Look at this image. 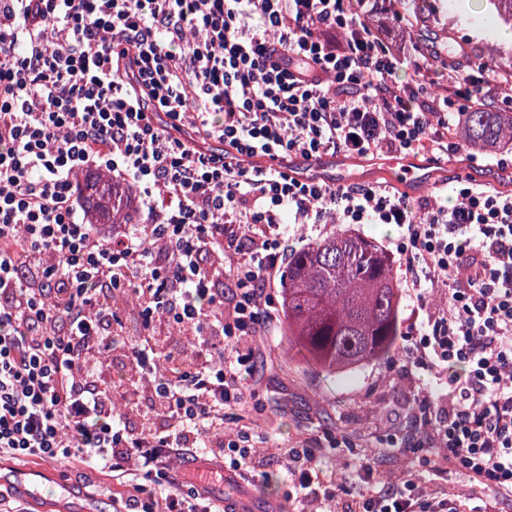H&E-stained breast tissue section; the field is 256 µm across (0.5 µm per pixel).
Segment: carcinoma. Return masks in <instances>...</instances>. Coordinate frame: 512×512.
Here are the masks:
<instances>
[{
	"instance_id": "obj_1",
	"label": "carcinoma",
	"mask_w": 512,
	"mask_h": 512,
	"mask_svg": "<svg viewBox=\"0 0 512 512\" xmlns=\"http://www.w3.org/2000/svg\"><path fill=\"white\" fill-rule=\"evenodd\" d=\"M462 141L477 149L512 146V116L482 108L464 114ZM90 224L128 223L109 179H84ZM401 302L394 261L371 238L335 231L288 256L280 305L288 335L329 375L390 351Z\"/></svg>"
}]
</instances>
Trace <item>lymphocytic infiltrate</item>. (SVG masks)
I'll return each mask as SVG.
<instances>
[{
	"mask_svg": "<svg viewBox=\"0 0 512 512\" xmlns=\"http://www.w3.org/2000/svg\"><path fill=\"white\" fill-rule=\"evenodd\" d=\"M366 2L0 0V457L108 474L128 489L113 512H220L170 463L203 450L237 471L261 463L239 408L249 340L274 318L288 214L397 225L416 300L447 284V309L411 338L414 364L440 382L416 396L405 445L439 449L472 486L512 500V197L460 181L448 207L379 183L301 181L291 164L447 151L458 99L499 85L453 65L447 95L429 97L428 69L382 38ZM89 171L133 186L147 223H84ZM108 290L141 296L145 325L203 338L198 361L171 373L150 339L129 348L162 427L122 428L94 377L119 320ZM320 454L288 448L285 468L299 504L335 512L341 486ZM364 471L348 512H462L413 472L381 480L370 455Z\"/></svg>",
	"mask_w": 512,
	"mask_h": 512,
	"instance_id": "1",
	"label": "lymphocytic infiltrate"
}]
</instances>
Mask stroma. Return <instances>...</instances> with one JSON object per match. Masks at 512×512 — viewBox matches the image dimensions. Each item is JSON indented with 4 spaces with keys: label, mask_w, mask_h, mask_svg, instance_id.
Returning <instances> with one entry per match:
<instances>
[{
    "label": "stroma",
    "mask_w": 512,
    "mask_h": 512,
    "mask_svg": "<svg viewBox=\"0 0 512 512\" xmlns=\"http://www.w3.org/2000/svg\"><path fill=\"white\" fill-rule=\"evenodd\" d=\"M387 41L398 42L410 34L420 48L451 41L464 46L470 64H483L499 75H512V43L499 39L501 24L486 12L471 10V0H422L419 10L407 19H399L398 0H378ZM438 180L491 182L500 191L512 195V149L479 150L464 148L434 162ZM445 288L429 289L426 306H418L414 295L402 292L398 315V336L392 353L360 365L336 377L327 376L306 357L288 346L284 319L262 328L251 340L255 349V373L247 383V401L251 412V434L255 448L265 457L259 476L245 478L225 471L223 481L211 484L216 503L232 495L252 505L256 512H293L290 498L295 488L282 462L286 448L296 442H309L322 451L321 466L337 480L361 487L364 453L380 456V475L390 478L401 470L417 473L427 490H449L466 497L468 512H512L511 503H503L491 492L469 499L470 489L459 475L449 474L433 448H405L406 416L417 392L433 381L430 372L411 366L406 357L405 337L414 324L426 320L429 312L444 308ZM120 317L114 331L123 336L109 355L99 359L95 374L99 381L114 385L116 394L140 384V368L125 343L152 334L158 355L192 359L199 350L192 331H173L164 321L145 329L140 310L116 304ZM345 434L357 440V448L329 447L326 433ZM55 487L69 488L70 501L92 506L95 512H112L113 495L123 487L111 477L96 473L75 462L54 463Z\"/></svg>",
    "instance_id": "stroma-1"
}]
</instances>
